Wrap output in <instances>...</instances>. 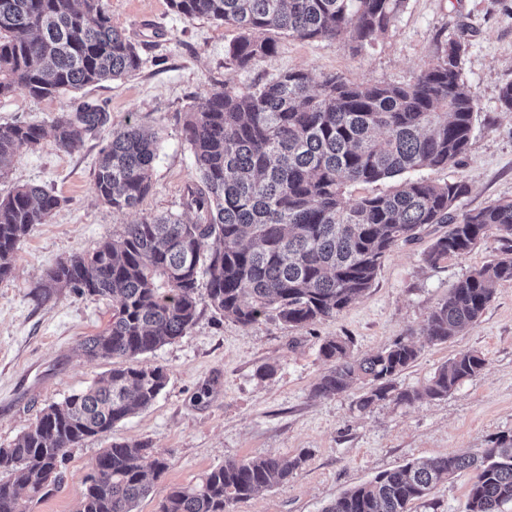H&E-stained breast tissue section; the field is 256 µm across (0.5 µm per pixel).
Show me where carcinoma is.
Segmentation results:
<instances>
[{"label": "carcinoma", "instance_id": "carcinoma-1", "mask_svg": "<svg viewBox=\"0 0 512 512\" xmlns=\"http://www.w3.org/2000/svg\"><path fill=\"white\" fill-rule=\"evenodd\" d=\"M405 0H169L188 21L234 26L228 55L242 70L276 50L275 34L345 40L354 51L385 34ZM462 43L406 84L354 83L308 69L287 71L239 91L224 83L182 127L197 179L187 183L181 212L124 225L90 255L59 262L39 297L55 288L112 297V323L81 342L90 359L112 361L86 390L42 409L14 446L0 448V512H31L64 481L69 449L104 435L151 406L166 387L161 366L132 364L183 335L206 301L243 326L273 313L304 327L347 308L371 288L382 259L426 225L446 224L425 252L431 264L470 253L489 233L512 237V200L457 216L463 182L436 183L407 173L457 164L472 135L476 96L461 79ZM140 47L114 29L103 0H0V98L22 87L34 98L81 90L138 71ZM111 122L85 102L62 111L50 129L0 124V179L20 151L46 138L62 151L80 149ZM157 140L132 122L112 129L100 151L93 189L116 212L135 209L151 188ZM398 179L385 194L346 202L344 189ZM62 199L22 184L0 198V280L11 275L19 243L45 224ZM512 284V249L460 279L423 328L446 342L477 322L497 285ZM333 362L315 387L332 396L367 386L364 410L392 399L408 404L445 397L486 366L477 351L441 365L422 389L396 378L419 356L411 341L351 354L346 340L320 346ZM301 459L269 454L224 461L199 481L173 486L159 512H232L261 489L288 482ZM169 461L142 442H114L93 459L76 512H134ZM473 472L468 512L512 505V436L481 454L410 462L383 472L331 502L324 512H409L439 484Z\"/></svg>", "mask_w": 512, "mask_h": 512}]
</instances>
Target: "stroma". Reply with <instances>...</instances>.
Returning a JSON list of instances; mask_svg holds the SVG:
<instances>
[{
	"instance_id": "obj_1",
	"label": "stroma",
	"mask_w": 512,
	"mask_h": 512,
	"mask_svg": "<svg viewBox=\"0 0 512 512\" xmlns=\"http://www.w3.org/2000/svg\"><path fill=\"white\" fill-rule=\"evenodd\" d=\"M114 28L143 46L144 63L131 76L42 99L16 89L0 98V124L50 125L80 102L99 104L113 126L133 121L157 133L151 188L136 209L115 212L93 190L99 151L108 130L88 137L77 151L51 141L22 150L0 196L30 183L63 204L47 223L34 225L19 245L12 274L0 280V447L12 446L39 411L78 392L111 369L88 360L79 343L112 319V300L61 290L45 301L32 292L55 265L89 254L124 225L179 212L185 185L195 180L181 128L186 112L232 82L240 89L264 84L292 69L336 73L356 82L405 84L432 63L446 43L465 44L461 72L475 94L470 145L461 164L421 170L435 182L465 181L458 213L512 200V112L499 89L512 82V0H406L389 32L361 51L336 40L277 36L275 53L247 70L227 50L237 38L231 25L204 18L187 21L168 0H105ZM425 227L417 241L401 243L383 259L372 287L333 317L298 328L268 317L249 326L200 303L196 323L176 340L139 356L161 366L165 389L146 410L89 437L69 452L62 488L34 512H75L91 461L113 442L145 441L170 466L150 480L135 512H159L170 487L186 485L229 458L275 454L301 458L288 483L237 503L233 512H324L345 491L406 463L478 453L512 435V284L497 286L476 324L445 343L429 342L422 329L448 291L474 268L512 248L490 233L469 254L429 264L424 252L442 234ZM340 336L362 355L405 339L417 360L397 378L401 388L422 387L449 358L479 351L485 368L441 399L410 405L386 400L361 411V385L333 396L314 387L328 371L324 340ZM472 471L439 484L410 512H466Z\"/></svg>"
}]
</instances>
